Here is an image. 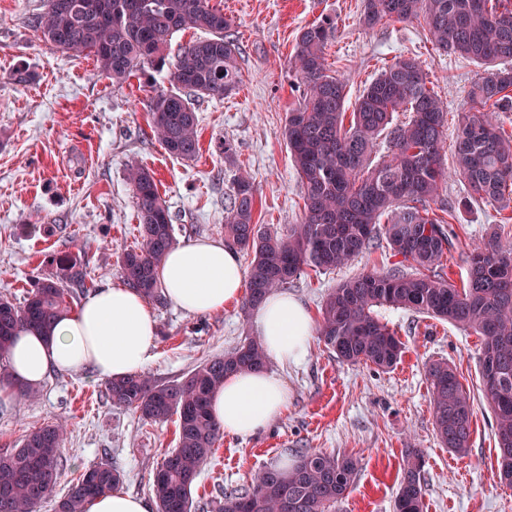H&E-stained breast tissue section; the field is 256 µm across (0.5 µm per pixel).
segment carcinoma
<instances>
[{"mask_svg": "<svg viewBox=\"0 0 512 512\" xmlns=\"http://www.w3.org/2000/svg\"><path fill=\"white\" fill-rule=\"evenodd\" d=\"M412 20L424 22L439 51L480 67L459 112L453 174L464 180L471 199L512 207V134H504L498 122V113L512 112V9L505 0H364L360 17L366 27ZM32 23L47 45L86 53L114 81L150 68L165 72L171 89L156 90L149 99L152 129L163 148L182 160L199 151L194 100H221L240 80V47L224 13L209 0H40ZM187 29L207 37L169 60L171 37ZM335 29L328 17L305 26L295 47L293 63L304 91L286 115L283 137L303 189L301 222L283 234L255 222L254 183L247 174L235 178L225 207L224 242L250 257L243 309H254L308 269L348 264L385 234L393 255L413 271L395 266L339 284L321 305L319 341L341 361L393 367L403 346L377 316L383 306L415 310L482 337L480 379L493 414L501 480L512 487V240L490 232L469 249L466 285L458 288L445 278L443 259L456 237L431 204L446 177L448 105L428 88L422 61L400 55L365 86L344 125L347 84L330 73L325 58ZM396 112L409 117L396 123ZM380 136L385 154L373 165ZM127 180L138 207L139 241L120 254V275L145 299L159 302V264L179 245L173 217L153 172L131 165ZM55 262L23 304L0 299V358L20 329L51 335L71 310L73 288L86 287L83 263L66 255ZM266 364L263 343L255 337L173 384L143 374L107 382L112 405L132 408L146 422L177 416V448L164 457L152 482L157 512H192V489L223 434L209 412L211 395L226 376ZM427 378L438 437L449 449L466 451L473 418L469 390L446 362L429 364ZM65 436L61 424H46L0 454V512H36L56 496ZM402 467L394 512H423V464L416 449H407ZM358 470L351 455L301 450L290 468L265 466L247 487L224 492L218 512H336ZM121 482L111 464L92 466L56 501L55 512H86L93 497Z\"/></svg>", "mask_w": 512, "mask_h": 512, "instance_id": "cac0c4a2", "label": "carcinoma"}]
</instances>
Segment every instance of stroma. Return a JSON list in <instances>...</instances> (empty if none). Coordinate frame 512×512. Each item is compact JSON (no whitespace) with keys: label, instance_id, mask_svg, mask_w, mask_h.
Segmentation results:
<instances>
[{"label":"stroma","instance_id":"35a3bbf8","mask_svg":"<svg viewBox=\"0 0 512 512\" xmlns=\"http://www.w3.org/2000/svg\"><path fill=\"white\" fill-rule=\"evenodd\" d=\"M210 3L223 10L239 43L241 81L224 99L195 101L199 152L184 161L164 150L151 127L148 100L153 90L167 88L163 75L113 82L92 58L61 54L41 41L30 23L40 0H0V297L22 303L54 257L64 254L86 263L90 289L120 282L117 258L138 241L136 199L126 179L133 164L154 172L180 243L223 238L224 208L241 172L253 178L258 223L281 232L300 223L303 193L282 130L301 99L291 65L296 36L322 18L336 24L325 57L347 80L348 100L395 56L417 57L448 105L444 135L454 141L478 67L436 51L424 23L365 28L362 0ZM20 70L26 80H18ZM441 198L455 206L458 248L446 265L460 287L472 243L492 230L512 239V208L502 215L496 205L469 200L455 175L444 180ZM397 263L381 237L344 267L302 274L288 293L315 315L339 283ZM148 308L158 340L144 372L159 383L181 380L255 334L252 313L238 301L208 315L185 313L168 301ZM379 315L405 346L400 361L387 370L343 363L315 341L297 362L271 364L288 383L287 410L256 435H222L197 479L194 501L219 503L225 490L247 486L261 467L314 448L359 460L338 512H393L403 456L415 448L424 457V512H512V488L499 478L492 412L480 389V337L410 310L384 307ZM435 361L457 367L474 398L463 453L448 449L435 431L426 375ZM105 386L89 368L53 373L35 399L0 408V449L59 422L66 439L58 492L107 462L123 473L122 491L151 499L155 469L177 444L176 422L149 423L135 410L113 407Z\"/></svg>","mask_w":512,"mask_h":512}]
</instances>
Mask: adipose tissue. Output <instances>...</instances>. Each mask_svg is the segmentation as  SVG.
Segmentation results:
<instances>
[{"instance_id": "adipose-tissue-1", "label": "adipose tissue", "mask_w": 512, "mask_h": 512, "mask_svg": "<svg viewBox=\"0 0 512 512\" xmlns=\"http://www.w3.org/2000/svg\"><path fill=\"white\" fill-rule=\"evenodd\" d=\"M159 279L169 300L189 314L221 311L244 288L237 253L214 239L168 252ZM254 327L268 358L285 365L307 352L314 324L297 300L274 291L258 306ZM156 341L157 323L139 292L122 284L99 289L57 322L52 338L19 331L6 358L9 380L0 385V406L14 405L18 389L40 388L56 371L87 367L107 381L140 373ZM287 406V382L267 369L228 375L211 403L224 432L235 436L266 429Z\"/></svg>"}]
</instances>
